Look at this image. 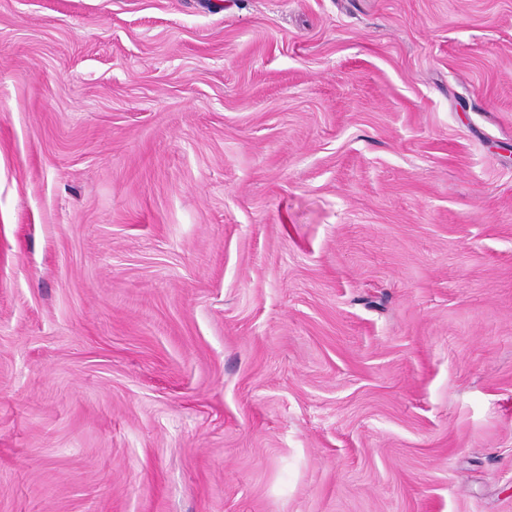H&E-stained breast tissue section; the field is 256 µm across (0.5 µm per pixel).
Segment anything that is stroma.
Instances as JSON below:
<instances>
[{"mask_svg": "<svg viewBox=\"0 0 512 512\" xmlns=\"http://www.w3.org/2000/svg\"><path fill=\"white\" fill-rule=\"evenodd\" d=\"M0 512H512V0H0Z\"/></svg>", "mask_w": 512, "mask_h": 512, "instance_id": "1", "label": "stroma"}]
</instances>
